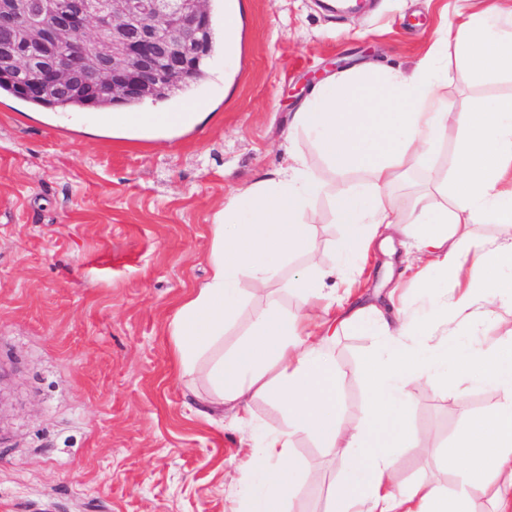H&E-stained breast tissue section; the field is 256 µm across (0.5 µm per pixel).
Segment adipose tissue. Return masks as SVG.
I'll return each instance as SVG.
<instances>
[{"label": "adipose tissue", "instance_id": "ef3b65f1", "mask_svg": "<svg viewBox=\"0 0 512 512\" xmlns=\"http://www.w3.org/2000/svg\"><path fill=\"white\" fill-rule=\"evenodd\" d=\"M468 2L459 0L446 21L456 55L478 61L480 74H512V0H494L479 12L467 11ZM441 50V42H433L409 72L370 70L316 86L289 126L291 139H311L314 154H294L290 166L239 189L212 216L209 276L184 298L169 334L185 372L212 354L214 394L230 405L235 421L247 422L257 399L272 402L286 417L285 428L265 433L240 459L243 479L264 478L245 512H294L299 488L311 475L292 451L300 434L333 455L344 475L330 484L324 512H472L467 493L452 495L433 482L403 487L394 481L397 449L420 447L421 440L394 422L392 410L408 385L436 386L438 366L448 364L501 389L504 397L484 412V437L463 430L437 462L468 485L490 490V512H512V328L473 349L446 340L450 323L476 317L486 303L512 308V97L456 109L438 91ZM45 118L117 135L191 127L205 115L192 105L181 112H49ZM453 130L464 134L454 209L434 208L422 196L411 210L398 211L395 185ZM318 158L334 175L367 171L368 190L344 194L335 204L346 227L339 261L310 273L292 271L283 280L282 265L310 244V202L323 191L314 172ZM486 222L499 225L498 237L472 240L469 226ZM397 237L417 243L412 263L425 303L413 314L382 311L348 288L359 260L377 241ZM441 278L454 284L450 297L436 294ZM245 279L257 290H284L300 305L288 311L272 301L253 312L245 338L226 354L224 330L239 315ZM355 327L379 336L388 359L367 361L370 394L353 423L336 393V361L328 346Z\"/></svg>", "mask_w": 512, "mask_h": 512}]
</instances>
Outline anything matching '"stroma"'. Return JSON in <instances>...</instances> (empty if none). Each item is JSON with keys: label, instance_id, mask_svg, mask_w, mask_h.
Instances as JSON below:
<instances>
[{"label": "stroma", "instance_id": "35a3bbf8", "mask_svg": "<svg viewBox=\"0 0 512 512\" xmlns=\"http://www.w3.org/2000/svg\"><path fill=\"white\" fill-rule=\"evenodd\" d=\"M453 2L371 0L363 12L336 14L319 0H211L216 31L225 12L238 16L235 50L218 46L189 91L142 109L197 103L214 118L162 142L142 131L91 140L0 98V512H229L242 490L240 448L284 420L257 399L249 422L232 424L230 410L209 401V357L192 376L180 372L169 323L208 277L211 216L239 187L285 164L288 124L314 74L413 69ZM442 67L441 92L456 108L512 96V76L476 80L454 46H445ZM459 138L452 132L397 186L398 208L418 192L434 207L453 205L436 186L454 175ZM313 209V250L291 266L337 258L345 229L332 195ZM407 251L399 240L391 254L373 249L355 283L367 302L383 304L396 287L404 307L417 306ZM510 321L496 307L478 326L454 323L448 333L484 345ZM330 351L347 414L358 418L364 361L380 354V341L354 328ZM502 398L453 372L433 388L408 386L393 416L427 445L400 449L399 484L466 488L436 458ZM294 453L315 467L297 512H322L340 472L306 437Z\"/></svg>", "mask_w": 512, "mask_h": 512}]
</instances>
